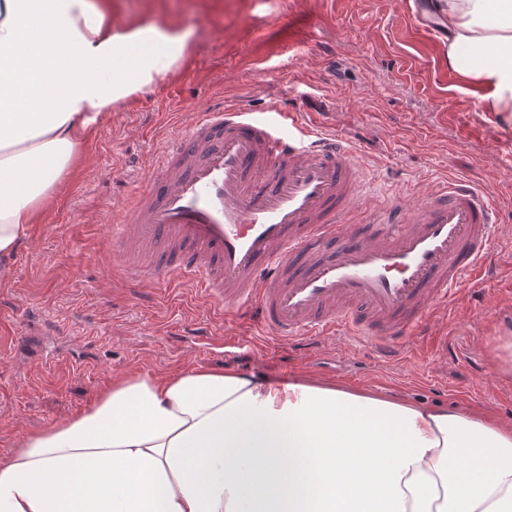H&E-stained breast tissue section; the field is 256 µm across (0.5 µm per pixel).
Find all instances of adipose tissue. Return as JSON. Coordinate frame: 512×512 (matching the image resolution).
I'll list each match as a JSON object with an SVG mask.
<instances>
[{
    "label": "adipose tissue",
    "mask_w": 512,
    "mask_h": 512,
    "mask_svg": "<svg viewBox=\"0 0 512 512\" xmlns=\"http://www.w3.org/2000/svg\"><path fill=\"white\" fill-rule=\"evenodd\" d=\"M434 7L449 71L512 112V0ZM188 40L104 0H0L1 274L83 132ZM0 512H512V425L306 376L121 373L0 461Z\"/></svg>",
    "instance_id": "ef3b65f1"
}]
</instances>
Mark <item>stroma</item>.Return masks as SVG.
<instances>
[{
    "label": "stroma",
    "mask_w": 512,
    "mask_h": 512,
    "mask_svg": "<svg viewBox=\"0 0 512 512\" xmlns=\"http://www.w3.org/2000/svg\"><path fill=\"white\" fill-rule=\"evenodd\" d=\"M108 3L113 21L188 31L189 47L151 90L115 105L83 137L76 168L0 278V459L25 434L85 411L126 371L305 374L512 421V374L497 375L490 356L512 336V115L457 87L442 38L416 27L408 0ZM271 102L325 113L379 190L406 203L463 175L498 204L495 280L482 297L460 289L447 312L432 314V340L407 342L401 361L342 336L299 358L279 337L216 312L191 280L140 289L106 263L112 212L143 184L166 138L193 114ZM201 321L209 337L193 335Z\"/></svg>",
    "instance_id": "1"
}]
</instances>
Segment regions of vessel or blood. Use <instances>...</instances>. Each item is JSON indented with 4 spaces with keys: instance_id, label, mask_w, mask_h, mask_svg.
<instances>
[{
    "instance_id": "obj_1",
    "label": "vessel or blood",
    "mask_w": 512,
    "mask_h": 512,
    "mask_svg": "<svg viewBox=\"0 0 512 512\" xmlns=\"http://www.w3.org/2000/svg\"><path fill=\"white\" fill-rule=\"evenodd\" d=\"M369 186L312 114L216 108L165 148L110 239L139 283L188 277L302 353L353 336L393 361L430 311L488 281L496 206L463 176L412 206Z\"/></svg>"
}]
</instances>
